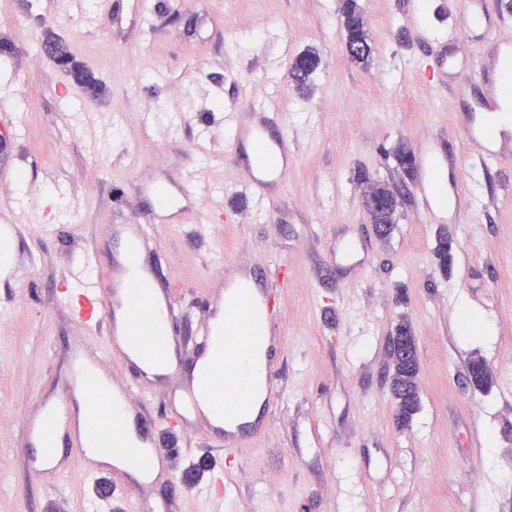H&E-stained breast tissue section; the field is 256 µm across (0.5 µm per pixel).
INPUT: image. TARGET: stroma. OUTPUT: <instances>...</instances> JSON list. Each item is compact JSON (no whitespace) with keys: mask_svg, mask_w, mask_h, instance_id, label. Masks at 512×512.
Instances as JSON below:
<instances>
[{"mask_svg":"<svg viewBox=\"0 0 512 512\" xmlns=\"http://www.w3.org/2000/svg\"><path fill=\"white\" fill-rule=\"evenodd\" d=\"M374 54L346 52L343 0H0V111L21 117L0 142V225L11 224L0 275V512H136L124 472L74 470L57 484L27 463L21 423L53 391L70 346H93L95 328L57 301L70 263L98 251L112 274L113 227L150 207L140 177L176 185L195 176L203 203H185L176 224L149 231L177 297V329L195 341L224 278L261 275L277 296L282 400L265 432L247 440L226 470L223 437L204 425L163 427L161 448L179 445L172 483L182 512H206L214 477L234 489L224 512H512V155L467 165L449 201L473 205L475 222L449 212L427 222L416 167L405 177L394 153L434 139L446 156H469L461 125L484 94L463 76L432 106L418 68L457 30L481 56L512 31L469 30L459 0H419L431 35L419 40L410 0H357ZM69 45L103 89L89 97L40 48L45 31ZM316 50L307 88L289 74ZM266 100L280 115L295 159L256 212L247 171L230 155L229 112ZM407 189L388 237L377 235L361 175ZM453 240L441 271L438 237ZM408 321L420 362L421 407L398 427L384 375L387 340ZM491 377L467 387L472 360Z\"/></svg>","mask_w":512,"mask_h":512,"instance_id":"35a3bbf8","label":"stroma"}]
</instances>
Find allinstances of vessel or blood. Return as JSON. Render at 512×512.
<instances>
[{
  "mask_svg": "<svg viewBox=\"0 0 512 512\" xmlns=\"http://www.w3.org/2000/svg\"><path fill=\"white\" fill-rule=\"evenodd\" d=\"M465 26L476 28L488 19L485 0H461ZM448 55L428 63V82L439 87L438 71L454 73L466 70L470 79L485 83L487 111H495L501 96L512 97V40L494 43L489 57L475 59L459 47L455 34H448ZM263 102L252 105L257 118L241 124L237 113H230L226 125L231 132L230 145L245 141L255 161L249 178L253 201L265 200L267 184L288 168V136L272 135L273 119L264 112ZM446 185L440 171H432L418 185L422 209L429 220H436V200ZM156 210L144 215L142 223L127 227L121 255L110 279L89 277L97 264L95 248L81 250L71 265V278L76 292H63L60 302L77 317L87 310L100 314L105 329L100 347H76L71 360L68 382L59 393L40 400L35 412L22 422L23 434L41 456L35 463L53 478L63 477L58 467L56 438L59 432H73L83 445H94L115 454L135 458L142 471L166 469L169 453L159 451L154 442L155 419L138 414L131 402L138 392L135 385L116 382L105 375L101 366L106 358L119 355L126 365L142 376L163 383H175L169 406L176 419H195L199 408H207L213 427L223 429L224 420L252 409L256 393L249 361L259 346L276 342L270 324L267 289L255 286H233L232 295L212 308L203 333L215 337L214 345H187L174 327L175 296L168 278L154 265L145 249V227L154 223L156 214L171 212L165 193H157ZM264 405L274 409L280 401L279 368L264 362ZM138 512H173V500L157 504L145 496L139 481L128 483Z\"/></svg>",
  "mask_w": 512,
  "mask_h": 512,
  "instance_id": "b4317fda",
  "label": "vessel or blood"
}]
</instances>
